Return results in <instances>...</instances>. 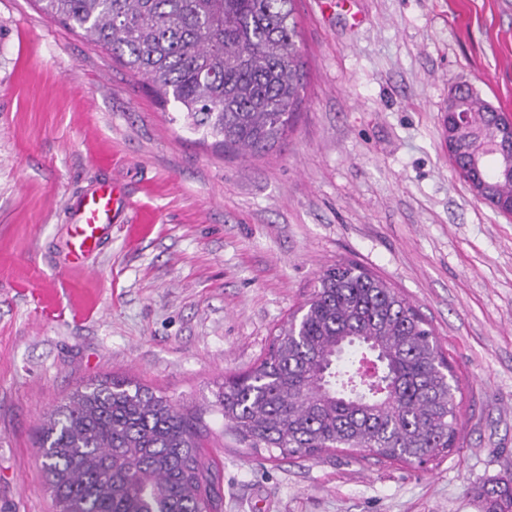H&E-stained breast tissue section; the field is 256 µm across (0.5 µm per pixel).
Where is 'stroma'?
<instances>
[{"instance_id":"1","label":"stroma","mask_w":512,"mask_h":512,"mask_svg":"<svg viewBox=\"0 0 512 512\" xmlns=\"http://www.w3.org/2000/svg\"><path fill=\"white\" fill-rule=\"evenodd\" d=\"M303 101L286 142L226 152L111 54L0 0V512H54L43 417L128 377L204 410L223 512H483L512 480V217L453 168L468 84L512 116V0H297ZM118 179L131 207L84 269L68 204ZM354 261L428 321L461 380L460 441L423 466L275 459L207 407L314 289Z\"/></svg>"}]
</instances>
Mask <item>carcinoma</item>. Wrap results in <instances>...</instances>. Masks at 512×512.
<instances>
[{
  "instance_id": "carcinoma-1",
  "label": "carcinoma",
  "mask_w": 512,
  "mask_h": 512,
  "mask_svg": "<svg viewBox=\"0 0 512 512\" xmlns=\"http://www.w3.org/2000/svg\"><path fill=\"white\" fill-rule=\"evenodd\" d=\"M49 18L112 53L187 127L227 149L261 153L292 127L304 88L296 0H36ZM464 116L450 156L490 145L502 113L468 84L446 112ZM496 202L512 179L480 167ZM295 318L249 371L224 379L210 412L252 451L286 459L367 450L409 464L445 456L458 437L460 392L434 332L381 277L353 261L324 269ZM380 378L358 374L365 348ZM203 419L130 378L89 383L42 426L41 465L55 512H216L221 476L206 458ZM486 512H512V483L481 489Z\"/></svg>"
}]
</instances>
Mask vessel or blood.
I'll return each mask as SVG.
<instances>
[{
    "mask_svg": "<svg viewBox=\"0 0 512 512\" xmlns=\"http://www.w3.org/2000/svg\"><path fill=\"white\" fill-rule=\"evenodd\" d=\"M126 196L114 183L102 182L87 189L70 205L71 222L64 249L70 262L83 264L112 230V221L129 209Z\"/></svg>",
    "mask_w": 512,
    "mask_h": 512,
    "instance_id": "1",
    "label": "vessel or blood"
}]
</instances>
